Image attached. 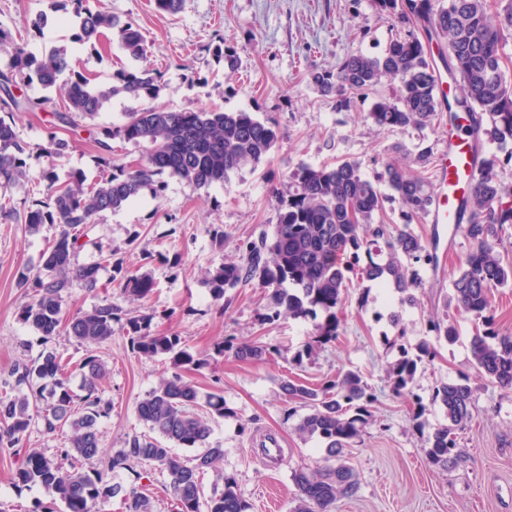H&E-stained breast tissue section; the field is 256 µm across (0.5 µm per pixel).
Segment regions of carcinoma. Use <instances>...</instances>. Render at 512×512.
Here are the masks:
<instances>
[{"label":"carcinoma","instance_id":"obj_1","mask_svg":"<svg viewBox=\"0 0 512 512\" xmlns=\"http://www.w3.org/2000/svg\"><path fill=\"white\" fill-rule=\"evenodd\" d=\"M88 0H51V4L71 9L76 33L74 40L95 49L105 32L118 38L131 61L143 58L145 39L130 20L107 11L92 9ZM378 14L393 16L402 28L392 34L380 56L352 54L336 71H315L314 85L324 91L338 88L349 93L341 104L354 98L367 99L382 79L397 82L390 97L376 98L365 120L382 131L405 127H426L448 110V124L457 113L470 119L469 133L477 147L496 143L504 147L512 141V58L500 52L506 36L512 35V0H374ZM445 43L448 73L453 80L452 101L441 104L436 96L432 69V45ZM0 50L8 62L0 68V188L21 184L27 178L23 155L26 146L18 139L13 125L17 112H34L43 99L18 96L22 85L52 89L63 85L68 111L58 113L63 124L74 117L95 118L111 100L122 96L144 101L146 105L126 114V120L100 131L96 143L104 151L111 172L95 185L84 186L74 175L59 184L52 169L41 172L45 200L23 212L26 230L40 232L45 221L61 225V230L42 255L41 268L19 275V286L30 299L21 308L22 320L41 334L45 341L64 334L85 348L78 364L81 376L82 408L75 407L69 387L68 362L64 353L45 349L38 359L14 368L16 386L30 388L25 393L0 394V448L20 456L14 474L15 484L39 486L47 501L39 512H105V504L123 495L125 512H153L152 499L132 487L123 489L108 479L107 473L131 470L148 463L165 473L178 512H249L250 504L238 492L236 478L220 474L211 494L204 495L201 476L215 468L224 449L210 444L211 422L229 413L224 396L201 393L184 376L201 362L181 337L151 331L147 314L126 318L133 351L145 358L163 357L173 372L161 379L137 406L139 420L149 434L129 437L124 447L108 458L106 471L85 472L83 460L103 454L98 421L112 412V402L102 396L105 368L98 349L112 339V323L119 319V308L106 298L86 311L66 316L65 296L75 288L97 291L99 272L104 266L122 276L123 290L130 300H143L153 284L145 276L123 275V262H112V251L96 241L100 262L79 265L74 262L79 227L96 223L103 212L116 211L152 189L158 195L162 185L154 176L167 173L198 188L227 184L231 175L267 159L282 138L281 131L249 112L215 109H160L149 104L161 91L160 75L135 67L114 73L107 83H95L71 64V48L61 45L45 57H37L11 31L0 27ZM50 157H60L67 141L50 128L46 132ZM144 145L146 162L135 170L112 164V140ZM512 162V151L500 158H485L475 191L460 204L458 223L471 242L469 253L459 261L453 281L452 299L461 317L471 320L472 364L482 377L512 389V335L496 329L493 290L512 287V262L504 261L498 246L504 225L512 224V185L501 182L496 168ZM382 178L391 190L385 198L376 185L361 172L356 160H340L317 167L301 164L274 189L278 222L272 235H264L243 252L240 260L228 262L208 274L212 297L242 284L257 282L269 291L267 319L281 316L320 318L314 325L312 343L303 356L332 343L340 335V307L352 281L367 282L371 288L392 289L403 303L414 306L419 299L414 290L420 284V271L438 266L432 246L408 230L415 218L425 215L432 203L433 190L422 176L408 173L395 160L384 163ZM399 205L403 227L387 223L386 201ZM426 333L452 343L458 335V322L448 315L427 319ZM227 349L242 361H259L269 348L263 344H236ZM399 358L387 369L393 396L413 403L416 418L426 412L412 385L421 363H431L438 352L426 338L409 351L399 347ZM38 380L37 388L32 382ZM288 400L307 408L297 430L317 437L325 447L326 464L314 470H296L293 512H333L336 500L356 493L354 470L343 461L344 451L360 439L371 421V407L377 401L363 376L347 371L317 385L301 381L283 384ZM432 403L444 411L448 424L427 436L426 454L435 465L457 463L456 432L466 427L472 416V389L462 373L437 384ZM43 421L45 431L68 429L59 456H47L23 447V438L32 421ZM201 448L192 457L174 448Z\"/></svg>","mask_w":512,"mask_h":512}]
</instances>
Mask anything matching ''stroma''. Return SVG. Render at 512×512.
<instances>
[{"instance_id":"35a3bbf8","label":"stroma","mask_w":512,"mask_h":512,"mask_svg":"<svg viewBox=\"0 0 512 512\" xmlns=\"http://www.w3.org/2000/svg\"><path fill=\"white\" fill-rule=\"evenodd\" d=\"M89 4L122 15L141 30L147 44L141 65L162 76L156 106L245 111L275 123L283 134L265 162L244 168L226 186L200 189L164 174L160 196L142 192L85 227L76 263L97 261L95 245L103 243L131 272L152 281L145 300L129 301L113 282L111 269L105 268L97 292L77 288L63 303L64 313L71 315L111 297L124 313L151 315L153 332L180 336L201 359L189 379L201 392H221L232 409L228 417L212 423L211 439L222 445L224 458L216 470L204 474V490H211L221 470L236 477L250 512H292L293 472L323 466L326 452L318 441L297 432L306 410L288 401L282 385L293 378L316 384L353 370L362 374L378 400L372 422L347 451L360 488L354 496L338 499L335 512H512V390L481 378L473 367L468 347L473 324L461 321L457 341L438 344L434 362L419 367L414 391L427 405L422 421H415L408 404L394 398L388 387L389 364L400 347L417 344L427 318L444 311L456 316V309L446 303L459 260L470 248L465 235H458L455 248L443 254V273L422 271L416 306L402 304L395 292L383 296L374 290L365 297L360 288L348 289L340 336L299 365L292 358L309 342L313 318L266 320L265 289L241 285L216 300L206 282L207 272L238 260L247 245L273 232L278 212L271 187L299 164L356 160L365 177L377 180L391 158L411 173L432 178V162L448 141L447 120L423 129L381 131L365 120V105L338 107L336 93L321 92L310 80L312 71L336 70L347 55H381L396 18L379 15L373 0H184L175 15L158 11L153 0ZM49 9L50 0H0V26L27 41L33 53L48 54L69 43L74 32L73 25L57 21L35 31L33 20ZM217 43L236 53V70H228L208 52V45ZM72 65L105 83L131 62L112 37L103 40L98 55L76 51ZM25 93L46 103L40 111L15 117L17 135L30 147L26 164L32 175L6 191L19 210L44 198L35 176L51 162L43 152L45 130L55 113L66 109L59 90L32 86ZM137 106V101L117 97L94 119L79 117L60 126L58 135L69 148L51 162L59 180L75 173L90 184L103 180L109 170L95 135L102 127L124 122L126 112ZM59 230V225L47 223L33 236L23 224L0 215V394L14 392V366L37 358L44 347L63 351L76 362L83 357L82 347L67 336L42 343L20 317L27 296L18 285L19 274L39 267ZM392 312L400 315L398 325L387 321ZM113 329L99 352L106 370L102 394L112 403L111 415L98 424L106 453L145 433L137 405L171 372L167 360L132 351L123 323ZM230 338L239 344L260 342L271 354L262 361L239 360L224 348ZM460 372L468 375L472 388V420L457 434L460 459L443 468L430 463L425 453L428 434L446 422L431 396L437 384ZM269 433L284 442L283 456L275 464L263 460L254 445L255 438ZM17 465V456L0 451V512H35L45 494L37 487L14 485ZM112 479L127 488L141 486L155 512H177L166 475L152 466L140 464L135 471L114 473Z\"/></svg>"}]
</instances>
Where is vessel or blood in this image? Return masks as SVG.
<instances>
[{
    "label": "vessel or blood",
    "mask_w": 512,
    "mask_h": 512,
    "mask_svg": "<svg viewBox=\"0 0 512 512\" xmlns=\"http://www.w3.org/2000/svg\"><path fill=\"white\" fill-rule=\"evenodd\" d=\"M434 167L436 190L429 211L430 221L449 227L454 225L461 200L471 194L482 170L470 137L457 132L449 136L447 145L434 159Z\"/></svg>",
    "instance_id": "1"
}]
</instances>
